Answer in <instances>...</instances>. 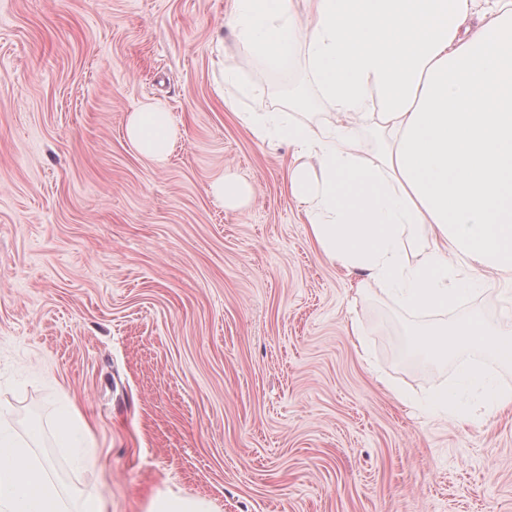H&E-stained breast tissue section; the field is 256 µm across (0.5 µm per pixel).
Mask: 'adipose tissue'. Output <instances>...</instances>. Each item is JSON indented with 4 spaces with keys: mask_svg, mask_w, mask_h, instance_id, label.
Here are the masks:
<instances>
[{
    "mask_svg": "<svg viewBox=\"0 0 512 512\" xmlns=\"http://www.w3.org/2000/svg\"><path fill=\"white\" fill-rule=\"evenodd\" d=\"M234 0L248 50L272 67L304 51L305 65L335 120L313 127L245 123L259 141L293 148L288 181L320 251L350 273L434 315L454 305L460 283L486 274L512 285V108L480 92L512 89V0ZM379 116L377 162L357 152L355 125ZM169 112L132 113L127 137L145 157L170 150ZM462 345L512 361V326L488 329L476 315L415 330L409 349L434 356ZM40 437L0 428V512H65L32 458Z\"/></svg>",
    "mask_w": 512,
    "mask_h": 512,
    "instance_id": "1",
    "label": "adipose tissue"
}]
</instances>
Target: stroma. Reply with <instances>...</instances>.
Returning <instances> with one entry per match:
<instances>
[{"instance_id":"1","label":"stroma","mask_w":512,"mask_h":512,"mask_svg":"<svg viewBox=\"0 0 512 512\" xmlns=\"http://www.w3.org/2000/svg\"><path fill=\"white\" fill-rule=\"evenodd\" d=\"M233 11L0 0V424L40 430L62 494L107 512L167 490L218 512H512V412L421 407L457 393L471 348L417 369L393 353L469 314L498 329L512 290L425 317L328 261L288 188L291 147L240 116L314 125L331 106L303 56L249 53ZM155 101L175 128L161 162L126 136ZM221 175L253 194L216 199ZM69 402L90 449L57 439ZM433 407L439 413L461 423L475 420L478 417L476 414L477 408L465 407L456 398H448L447 390L437 392Z\"/></svg>"}]
</instances>
